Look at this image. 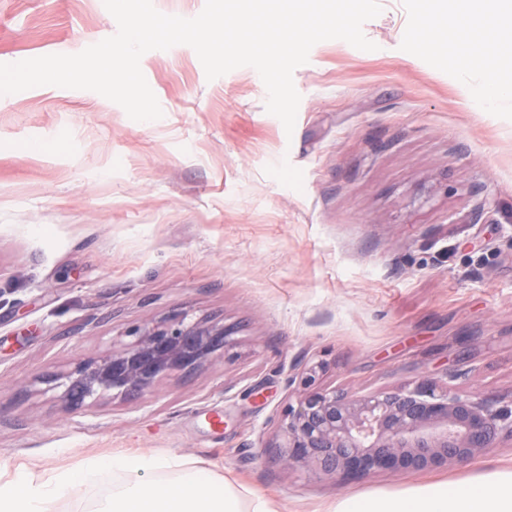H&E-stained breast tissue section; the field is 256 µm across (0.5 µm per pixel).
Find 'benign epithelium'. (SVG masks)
<instances>
[{
  "instance_id": "benign-epithelium-1",
  "label": "benign epithelium",
  "mask_w": 512,
  "mask_h": 512,
  "mask_svg": "<svg viewBox=\"0 0 512 512\" xmlns=\"http://www.w3.org/2000/svg\"><path fill=\"white\" fill-rule=\"evenodd\" d=\"M134 340L69 373L49 379L73 407L105 396L133 398L178 372H191L237 344L223 323L182 313L169 322L147 323ZM512 438V407H497L422 382L412 389L368 396L334 390L303 394L288 405L275 447L287 467L334 475L344 482L385 470L401 473L464 461Z\"/></svg>"
}]
</instances>
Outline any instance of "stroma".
<instances>
[{
	"label": "stroma",
	"mask_w": 512,
	"mask_h": 512,
	"mask_svg": "<svg viewBox=\"0 0 512 512\" xmlns=\"http://www.w3.org/2000/svg\"><path fill=\"white\" fill-rule=\"evenodd\" d=\"M379 4L363 26L375 50L326 40L295 70L290 135L254 68L207 80L187 45L141 58L155 121L88 90L0 96V466L87 470L54 512H95L126 478L95 463L116 448L233 473L283 512L512 466L507 437L343 484L277 461L312 366L317 389L432 380L512 406V104L469 93L512 81V61L472 69L446 17ZM116 31L103 0H0V63ZM183 312L236 326V348L135 399L71 409L48 390Z\"/></svg>",
	"instance_id": "35a3bbf8"
}]
</instances>
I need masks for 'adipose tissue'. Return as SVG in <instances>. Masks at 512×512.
<instances>
[{"label": "adipose tissue", "mask_w": 512, "mask_h": 512, "mask_svg": "<svg viewBox=\"0 0 512 512\" xmlns=\"http://www.w3.org/2000/svg\"><path fill=\"white\" fill-rule=\"evenodd\" d=\"M476 10L469 27L457 30L456 49L476 64L489 54L504 55L503 39L486 40L502 16H512V0H473ZM103 464L130 473V480L113 487L96 512H281L279 502L229 475L192 466L184 458L150 456L129 448L103 457ZM14 469L0 468V512H51L53 501L84 484L82 471L60 469L32 476L19 486ZM180 471L178 482L160 484L147 480L154 471ZM323 512H512V468H502L467 482L435 479L396 493L352 494L328 503Z\"/></svg>", "instance_id": "obj_1"}]
</instances>
